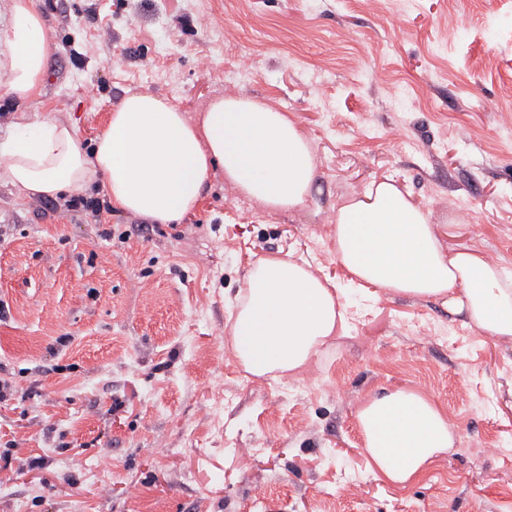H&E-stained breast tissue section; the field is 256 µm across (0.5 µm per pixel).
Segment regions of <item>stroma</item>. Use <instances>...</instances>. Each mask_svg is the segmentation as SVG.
<instances>
[{"label":"stroma","instance_id":"obj_1","mask_svg":"<svg viewBox=\"0 0 512 512\" xmlns=\"http://www.w3.org/2000/svg\"><path fill=\"white\" fill-rule=\"evenodd\" d=\"M37 3L42 94L19 107L0 89V141L24 114L93 145L130 90L193 115L238 95L293 114L317 171L310 208L270 215L210 170L174 226L111 207L98 185L82 192L95 212L0 183V512H512V341L439 302L357 289L330 230L341 198L389 178L431 208L447 248L512 272V0ZM452 10L472 17L453 39ZM276 255L332 280L348 318L281 383L231 352L236 296ZM401 388L434 398L456 442L395 485L369 466L357 413Z\"/></svg>","mask_w":512,"mask_h":512}]
</instances>
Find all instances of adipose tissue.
Here are the masks:
<instances>
[{
	"label": "adipose tissue",
	"instance_id": "ef3b65f1",
	"mask_svg": "<svg viewBox=\"0 0 512 512\" xmlns=\"http://www.w3.org/2000/svg\"><path fill=\"white\" fill-rule=\"evenodd\" d=\"M50 49L37 0H13L0 88L21 103L40 97ZM0 151V182L19 199H56L97 183L110 205L161 224L192 212L212 167L271 212L307 208L316 172L310 139L294 118L239 96L213 102L195 122L164 99L130 93L93 149L72 125L23 121ZM333 238L337 264L360 286L439 301L486 336L512 338V274L479 250L446 251L431 211L394 180L343 199ZM345 327L344 307L326 281L306 264L263 257L237 297L233 355L252 376L278 382ZM357 421L370 465L396 484L455 445L445 410L418 390L370 397Z\"/></svg>",
	"mask_w": 512,
	"mask_h": 512
}]
</instances>
